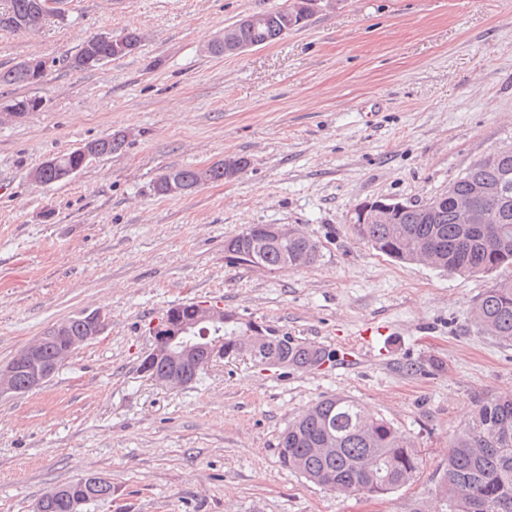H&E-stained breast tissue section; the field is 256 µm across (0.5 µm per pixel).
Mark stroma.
Returning a JSON list of instances; mask_svg holds the SVG:
<instances>
[{"mask_svg": "<svg viewBox=\"0 0 512 512\" xmlns=\"http://www.w3.org/2000/svg\"><path fill=\"white\" fill-rule=\"evenodd\" d=\"M285 0H65L66 23L0 30V70L40 56L41 82L0 86V363L52 324L107 314L41 388L0 396V512H34L85 474L112 484L87 512H412L476 406L512 393V343L471 310L487 276L375 251L357 204L446 193L512 138V0H320L301 26L238 55L206 52L243 16ZM134 30L132 54L91 70L85 38ZM38 97L16 121L10 100ZM113 132L122 153L38 185L46 157ZM246 157L233 180L173 197L172 168ZM253 224L315 240L314 265L232 264L224 242ZM188 301L332 349L314 369L219 360L171 388L142 374L149 328ZM347 396L389 421L423 466L382 498L327 490L284 469L288 423Z\"/></svg>", "mask_w": 512, "mask_h": 512, "instance_id": "stroma-1", "label": "stroma"}]
</instances>
